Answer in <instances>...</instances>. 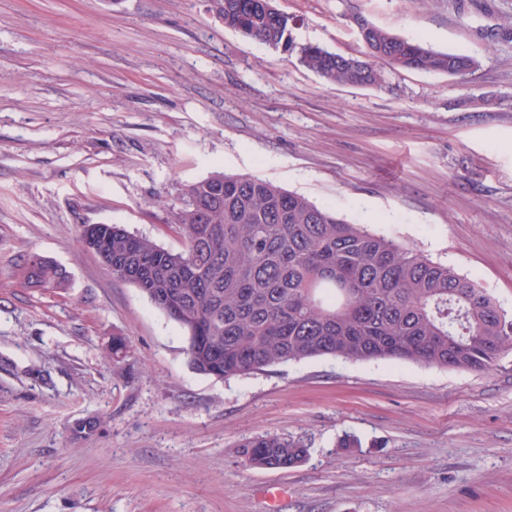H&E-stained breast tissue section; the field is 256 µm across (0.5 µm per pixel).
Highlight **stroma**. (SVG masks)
<instances>
[{"instance_id":"obj_1","label":"stroma","mask_w":512,"mask_h":512,"mask_svg":"<svg viewBox=\"0 0 512 512\" xmlns=\"http://www.w3.org/2000/svg\"><path fill=\"white\" fill-rule=\"evenodd\" d=\"M276 5L299 43L361 52L360 15L480 65L329 86L211 0H0V512H265L270 487L283 512H512V351L482 373L319 357L205 376L183 330L79 241L121 224L179 248L186 185L255 175L512 315V0ZM32 252L64 288L23 286ZM92 416L97 433L74 437ZM260 435L309 453L244 467L238 446Z\"/></svg>"}]
</instances>
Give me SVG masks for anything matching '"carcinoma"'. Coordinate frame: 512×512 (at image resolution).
Here are the masks:
<instances>
[{
	"label": "carcinoma",
	"mask_w": 512,
	"mask_h": 512,
	"mask_svg": "<svg viewBox=\"0 0 512 512\" xmlns=\"http://www.w3.org/2000/svg\"><path fill=\"white\" fill-rule=\"evenodd\" d=\"M224 27L269 49L294 53L328 85L382 87L392 68L464 78L476 58L433 49L361 16L358 56L295 42L298 20L275 0H212ZM174 224L179 250L101 224L96 255L182 328L200 374L220 378L331 356L488 371L512 350V320L473 280L391 236L339 216L252 175L218 172L187 185ZM27 287L59 288L65 275L37 253L20 267ZM100 419L72 433L93 436ZM308 453L293 438L265 435L240 445L243 465L285 469Z\"/></svg>",
	"instance_id": "carcinoma-1"
}]
</instances>
